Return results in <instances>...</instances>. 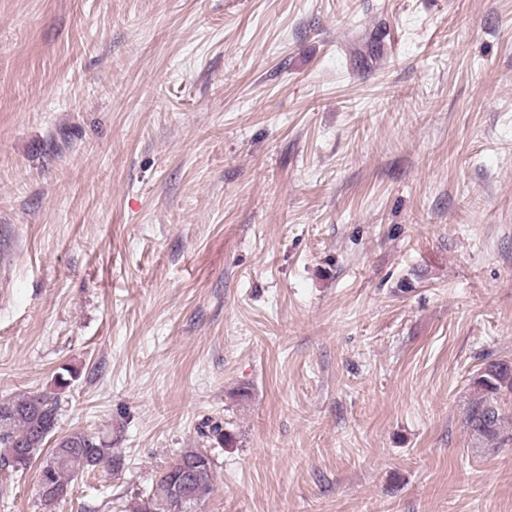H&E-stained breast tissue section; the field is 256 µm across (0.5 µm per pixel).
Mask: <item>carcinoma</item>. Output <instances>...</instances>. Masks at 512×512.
<instances>
[{"label": "carcinoma", "instance_id": "1", "mask_svg": "<svg viewBox=\"0 0 512 512\" xmlns=\"http://www.w3.org/2000/svg\"><path fill=\"white\" fill-rule=\"evenodd\" d=\"M472 387L474 398L465 423L477 438L493 441L502 422L498 395L505 388L512 390V365L503 361L486 363L474 376ZM57 416V399L46 393L0 400V465L15 472L30 466L56 429ZM100 467L112 471L121 467V459L112 454V442L79 430L57 439L39 469V479L43 480L39 496L46 512L68 496L75 477ZM176 486L191 501H204L214 486L210 458L195 448L184 450L152 485L136 512H166L164 504Z\"/></svg>", "mask_w": 512, "mask_h": 512}]
</instances>
